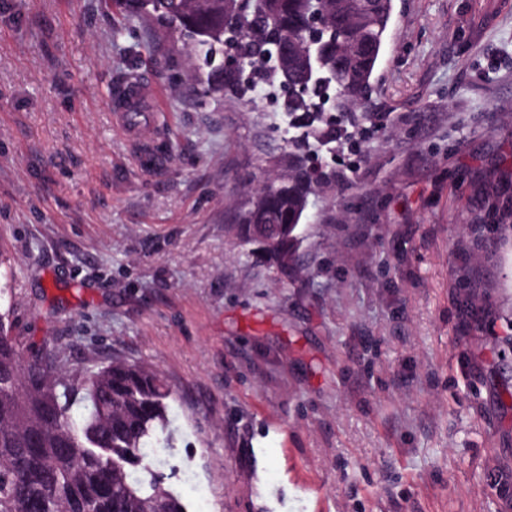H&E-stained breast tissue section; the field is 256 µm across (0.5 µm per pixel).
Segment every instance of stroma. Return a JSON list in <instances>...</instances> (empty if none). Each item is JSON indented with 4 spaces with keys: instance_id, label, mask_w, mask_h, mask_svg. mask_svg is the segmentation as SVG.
I'll list each match as a JSON object with an SVG mask.
<instances>
[{
    "instance_id": "1",
    "label": "stroma",
    "mask_w": 512,
    "mask_h": 512,
    "mask_svg": "<svg viewBox=\"0 0 512 512\" xmlns=\"http://www.w3.org/2000/svg\"><path fill=\"white\" fill-rule=\"evenodd\" d=\"M384 130L279 280L232 231L287 152L271 89L109 0H0V313L67 379L144 363L205 512H512V10L392 0ZM149 81L136 133L110 93Z\"/></svg>"
}]
</instances>
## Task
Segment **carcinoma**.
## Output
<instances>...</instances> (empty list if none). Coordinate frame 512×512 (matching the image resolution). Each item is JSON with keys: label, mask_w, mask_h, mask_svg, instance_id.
<instances>
[{"label": "carcinoma", "mask_w": 512, "mask_h": 512, "mask_svg": "<svg viewBox=\"0 0 512 512\" xmlns=\"http://www.w3.org/2000/svg\"><path fill=\"white\" fill-rule=\"evenodd\" d=\"M112 6L182 36L204 68L199 81L206 95L243 96L281 83L287 70L303 81L298 40L309 15L320 11L339 28L324 34L322 51L328 67H336L341 111H324L319 89L281 102L290 128L288 166L252 192L234 225L243 244L255 246L281 276L294 277L298 248L283 228L306 220L309 197L330 185L309 158L330 152L346 123L384 126L383 117L364 108L391 0H379L378 10L366 15L347 14L346 0H266L257 7L241 0L236 10L226 0H112ZM226 42L244 48L250 65L216 62ZM281 43L288 45V65L270 68L263 51ZM170 397L157 372L140 363L112 361L73 385L55 352L23 357L0 316V512H187L143 454L151 437L168 432ZM77 402L78 416L72 413ZM131 468L150 478L131 479Z\"/></svg>", "instance_id": "carcinoma-1"}]
</instances>
